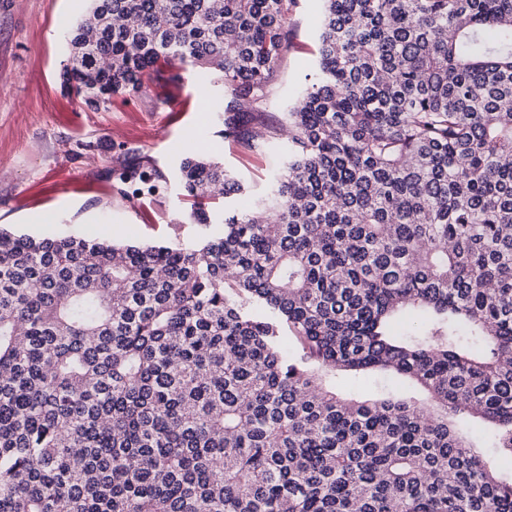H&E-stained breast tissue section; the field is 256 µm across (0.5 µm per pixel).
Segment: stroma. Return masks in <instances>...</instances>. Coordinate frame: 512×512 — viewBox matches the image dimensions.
I'll use <instances>...</instances> for the list:
<instances>
[{
    "label": "stroma",
    "mask_w": 512,
    "mask_h": 512,
    "mask_svg": "<svg viewBox=\"0 0 512 512\" xmlns=\"http://www.w3.org/2000/svg\"><path fill=\"white\" fill-rule=\"evenodd\" d=\"M88 0H0V228L45 238L76 236L123 243L196 241L206 229L172 202L184 140L223 158L250 207L288 157V143L253 151L220 136L199 105L191 67L170 99L140 92L111 110L94 111L64 95L57 79L67 55L64 37ZM321 0H295L288 13L290 44L265 104L281 118L313 69ZM151 163L162 175L155 199L116 195L112 168Z\"/></svg>",
    "instance_id": "stroma-1"
}]
</instances>
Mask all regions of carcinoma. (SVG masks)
Listing matches in <instances>:
<instances>
[{"mask_svg":"<svg viewBox=\"0 0 512 512\" xmlns=\"http://www.w3.org/2000/svg\"><path fill=\"white\" fill-rule=\"evenodd\" d=\"M291 3L89 0L60 88L107 111L188 65L260 150ZM323 4L258 212L211 207L243 186L197 150L179 195L222 225L198 242L0 229V512H512L470 440L512 453V0ZM383 381L384 380L374 376L360 378L342 376L336 380V388L343 393L355 396H369L376 391V388L380 386Z\"/></svg>","mask_w":512,"mask_h":512,"instance_id":"carcinoma-1","label":"carcinoma"}]
</instances>
